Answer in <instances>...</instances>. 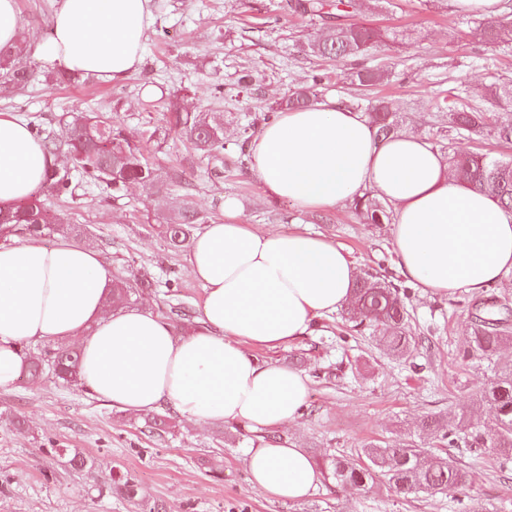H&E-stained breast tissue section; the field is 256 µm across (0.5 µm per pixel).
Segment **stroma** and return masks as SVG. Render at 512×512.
<instances>
[{
	"mask_svg": "<svg viewBox=\"0 0 512 512\" xmlns=\"http://www.w3.org/2000/svg\"><path fill=\"white\" fill-rule=\"evenodd\" d=\"M152 26L139 68L120 82L93 79L79 86L47 81L52 67L28 47L19 63L32 72L22 92H0V113L57 135L63 120L83 112L111 119L152 165L157 187L133 184L122 196L102 183L74 179V194L48 196L49 213L80 225V244L96 249L115 278L135 285L131 304L164 319L174 309L203 317V286L186 269V247L171 248L159 219L196 211L200 222L224 215L235 199L247 223L283 233L307 229L339 244L360 271L404 278L397 265L390 224H365L351 203L327 213H303L285 200L267 198L250 175V158L236 147L243 128L259 132L270 108L298 89L313 87L365 111L368 101L388 100L403 132L429 142L442 157L479 149L512 160V143L486 132L464 139L442 119L436 101L474 87L512 82V44L491 47L477 38L482 19L449 14L446 0H365L347 22L380 29L383 38L363 55L330 61L311 43L321 18L293 12L290 0H151ZM386 73L379 86L353 84L354 71ZM256 80L243 87L239 77ZM320 84H313L315 75ZM184 100L208 119L223 122L224 147L202 157L168 122L166 106ZM412 335L422 342L410 355L390 353L380 333L341 337L345 310L318 320L312 331L277 348H258L263 361L307 374L310 390L297 424L260 433L240 424L198 427L163 405L155 414L167 429L151 428L144 413L113 408L82 385L44 376L36 384L19 377L0 389V512H467L470 499L488 512H512V465L477 448L460 461L470 474L466 487L405 495L378 477L360 487L338 485L330 474L307 498L288 502L252 489L245 459L263 438L291 440L314 460L328 453L348 457L364 445L415 441L442 453L443 444L419 428L427 415L459 426L478 389L512 364V345L490 360L461 353L479 316L512 323V273L476 295L458 289L440 298L412 288ZM24 418L16 429L15 418ZM87 464L70 466L67 451ZM124 474L137 489L122 495L112 482Z\"/></svg>",
	"mask_w": 512,
	"mask_h": 512,
	"instance_id": "stroma-1",
	"label": "stroma"
}]
</instances>
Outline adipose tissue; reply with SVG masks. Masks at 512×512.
<instances>
[{
    "label": "adipose tissue",
    "instance_id": "adipose-tissue-1",
    "mask_svg": "<svg viewBox=\"0 0 512 512\" xmlns=\"http://www.w3.org/2000/svg\"><path fill=\"white\" fill-rule=\"evenodd\" d=\"M150 0H59L38 53L75 73L118 82L137 70L152 25ZM250 173L263 193L303 212H326L363 191L393 206L402 275L424 293L483 292L512 270V211L457 179L412 133L377 140L351 108L327 100L277 113L251 144ZM28 125L0 113V207L40 192L60 166ZM205 291L204 319L184 336L145 307L109 308L112 270L100 252L62 240L0 243V388L22 372L31 342L77 343L80 382L112 406L171 405L189 422L241 423L260 431L298 420L309 377L258 361L310 332L349 302L360 275L326 237L244 223L234 199L205 224L185 257ZM251 486L280 500L314 491L320 473L293 442L250 449Z\"/></svg>",
    "mask_w": 512,
    "mask_h": 512
}]
</instances>
